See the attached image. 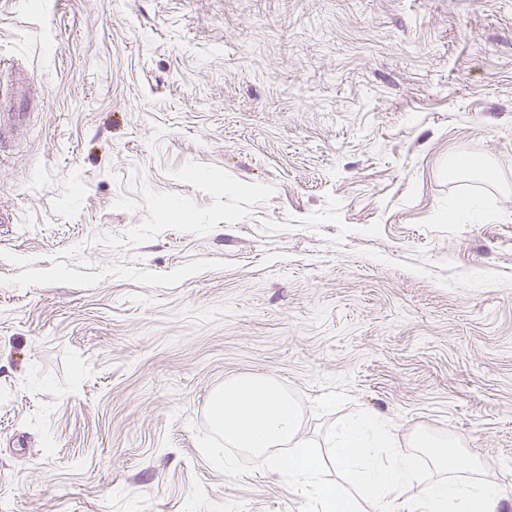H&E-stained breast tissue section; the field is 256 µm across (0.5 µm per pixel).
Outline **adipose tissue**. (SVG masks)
I'll use <instances>...</instances> for the list:
<instances>
[{"instance_id":"obj_1","label":"adipose tissue","mask_w":512,"mask_h":512,"mask_svg":"<svg viewBox=\"0 0 512 512\" xmlns=\"http://www.w3.org/2000/svg\"><path fill=\"white\" fill-rule=\"evenodd\" d=\"M211 418L225 440L247 451L267 454L274 473L314 486L321 512H359L363 501L377 505L380 512H392L394 500L406 491L412 494L415 512H505L512 500L494 464L481 463L482 475L477 480L456 479V472L474 463L452 447L443 449L437 458L447 478L416 483L414 459L395 448L389 425L374 410L347 421L336 441L335 463L355 470L356 496L346 495L339 486L319 483L320 457L299 437L290 399L276 384L261 377L243 375L225 384L212 399ZM282 445L287 446V455L276 454V447Z\"/></svg>"}]
</instances>
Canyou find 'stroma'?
<instances>
[{
  "instance_id": "stroma-1",
  "label": "stroma",
  "mask_w": 512,
  "mask_h": 512,
  "mask_svg": "<svg viewBox=\"0 0 512 512\" xmlns=\"http://www.w3.org/2000/svg\"><path fill=\"white\" fill-rule=\"evenodd\" d=\"M1 112L0 512H317L242 375L512 492V0H0Z\"/></svg>"
}]
</instances>
